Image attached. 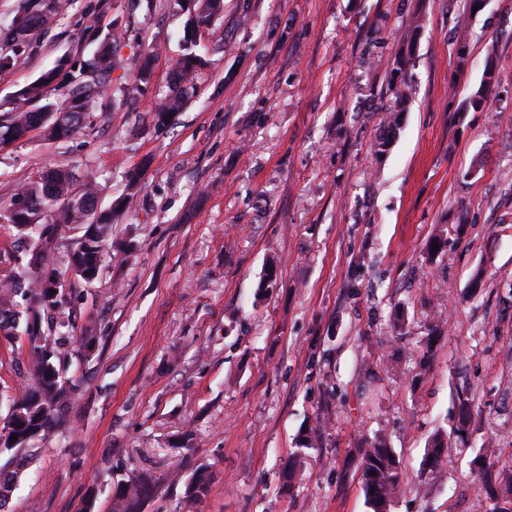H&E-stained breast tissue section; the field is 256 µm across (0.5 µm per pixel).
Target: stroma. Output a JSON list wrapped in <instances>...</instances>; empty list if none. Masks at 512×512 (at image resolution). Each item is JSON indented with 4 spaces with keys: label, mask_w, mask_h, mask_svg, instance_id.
<instances>
[{
    "label": "stroma",
    "mask_w": 512,
    "mask_h": 512,
    "mask_svg": "<svg viewBox=\"0 0 512 512\" xmlns=\"http://www.w3.org/2000/svg\"><path fill=\"white\" fill-rule=\"evenodd\" d=\"M126 8L72 0L0 71V103L59 58L88 59L84 30L108 29ZM464 10V0H224L214 30L226 46L204 50L191 98L159 131L150 112L173 88L184 18L153 0L117 43L130 83L134 56L155 48L144 93L104 97L70 141L36 130L0 145L2 208L61 165L97 170L106 209L125 173L148 165L113 222L130 249L93 283H66L67 313L96 327L98 345L78 365L66 430L25 470L13 512H79L91 486L97 512H110L114 486L142 469L162 479L144 512H180L183 488L166 477L195 465L211 474L197 512H369L349 451L374 436L400 462L392 512H487L471 472L484 440L498 446L496 468L512 470V0ZM399 56L412 100L378 159ZM489 63L491 110L459 111ZM272 262L279 286L259 293ZM437 304L443 333L419 380L415 353ZM398 306L402 336L389 322ZM27 379L22 350L0 346V422ZM461 395L473 400L465 441L454 433ZM319 421L320 443L298 450ZM438 430L448 449L425 475ZM295 454L301 476L287 491Z\"/></svg>",
    "instance_id": "stroma-1"
}]
</instances>
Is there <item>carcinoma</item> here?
I'll return each mask as SVG.
<instances>
[{
  "label": "carcinoma",
  "mask_w": 512,
  "mask_h": 512,
  "mask_svg": "<svg viewBox=\"0 0 512 512\" xmlns=\"http://www.w3.org/2000/svg\"><path fill=\"white\" fill-rule=\"evenodd\" d=\"M24 8L29 25L24 34L12 33L6 40L18 47L25 46V53L34 50L37 39L46 26L40 2L27 0ZM196 18L185 13L183 28V54L177 59L171 72V80L178 86L189 81V77L202 65L196 54V40L192 36L195 21L214 22L224 18V0H193ZM122 24L112 21V30L102 35L93 29L90 39L95 50L89 62L78 67L67 59L60 60L54 69L41 74L35 81L15 94V106L0 115V145L25 137L29 132L42 129L55 141H65L81 130L88 118L89 106L107 91L112 97L124 98L132 88L118 78L115 71V45L121 34ZM155 50L139 53L135 87L147 86L152 77V57ZM67 70L62 85V100L44 101V83L54 81L62 70ZM490 85L481 83L462 101L464 112L485 111L489 101ZM391 104L387 108L386 126L377 138V154L388 150L399 129L402 112L406 111L410 88L405 78L393 83ZM188 91L180 90L155 103L151 121L157 129L165 128V119L182 110ZM146 165L129 170L124 176L126 195L113 202L110 211L96 213L92 201L96 199L98 175L90 172L83 182H77L67 168L54 167L41 171V176L28 182L11 199L6 221L18 234L29 237L35 243L26 266L0 285V341L8 343L23 338L28 364L33 372V382L22 387L12 399L17 413L12 422L0 428V454H9L0 466V512L7 506L14 489L27 467L34 460L38 443L49 440L64 425V411L73 400L77 385L67 374L73 365L75 353L88 359L94 353L98 336L87 328L74 335L72 318L63 316L60 310L65 301L63 295L45 286L39 264L61 230L71 224L86 226L91 233L89 243L78 241L62 257L66 267L85 284H91L100 276L107 243L112 240V213L124 208L130 198L140 190ZM32 200V207L24 213L12 210L16 198ZM17 440H12V436ZM445 442L440 434L430 441L424 459L423 472L432 474L440 465ZM360 455L361 488L371 512H390V507L402 489L401 474L393 449L381 439L358 449ZM495 449L492 442L483 444L472 460L482 478L488 498L496 501V512H512V474L507 470H494ZM180 481L181 476H174ZM183 481V480H181ZM184 492L181 504L194 509L208 494L210 474L205 467L196 468L183 481ZM160 486V478L148 470H141L128 479L117 483L112 494L111 512H142L144 503L153 497Z\"/></svg>",
  "instance_id": "1"
}]
</instances>
